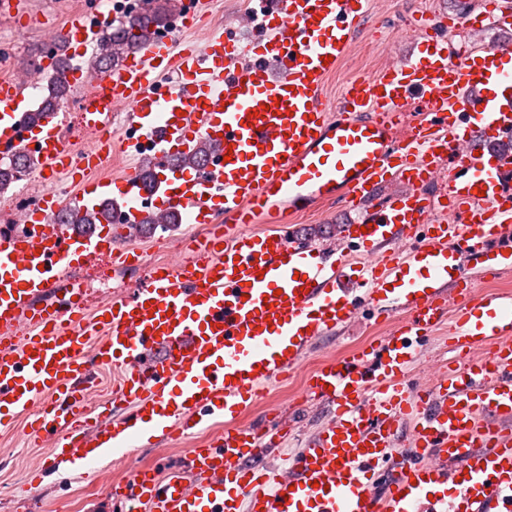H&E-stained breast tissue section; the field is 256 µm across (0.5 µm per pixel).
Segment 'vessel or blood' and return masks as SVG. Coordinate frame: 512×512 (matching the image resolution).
Instances as JSON below:
<instances>
[{
    "mask_svg": "<svg viewBox=\"0 0 512 512\" xmlns=\"http://www.w3.org/2000/svg\"><path fill=\"white\" fill-rule=\"evenodd\" d=\"M206 8L183 0L170 33L120 67L65 72L84 138L63 112L29 121L31 73L0 77V153H25L45 174L38 207L0 225V426L27 416L54 461L77 464L106 443L124 454L223 422L168 482L142 468L116 480L110 494L127 512H512V295L472 277L512 270V155L499 149L512 141V45L454 62L446 39L422 32L414 58L347 83L333 108L323 89L368 22L366 0H249V43L220 32L186 43ZM115 17L102 0L51 37L76 57ZM448 22L512 28V0ZM204 141L203 166L171 165ZM118 146L153 159V184L103 177ZM61 175L82 209L112 221L89 232L59 224ZM391 182L404 191L366 207ZM431 182L437 194L425 192ZM334 200L361 211L340 233L358 263L283 229ZM170 213L191 227L182 256L96 309L68 298L61 281L101 256L142 264L134 243L115 247L113 224L128 236ZM360 299L374 318H403L379 343L316 368L305 395L331 405L330 420L287 468L267 463L281 431L242 415ZM448 316L455 365L432 389L410 390L420 338ZM484 346L489 356L471 360ZM96 366L123 375L95 407Z\"/></svg>",
    "mask_w": 512,
    "mask_h": 512,
    "instance_id": "1",
    "label": "vessel or blood"
}]
</instances>
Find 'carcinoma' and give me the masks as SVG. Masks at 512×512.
<instances>
[{
  "label": "carcinoma",
  "instance_id": "1",
  "mask_svg": "<svg viewBox=\"0 0 512 512\" xmlns=\"http://www.w3.org/2000/svg\"><path fill=\"white\" fill-rule=\"evenodd\" d=\"M145 7L129 16V20L119 26L109 25L108 32L98 47L95 66L99 69L116 67L128 51L136 48L141 42L168 27L170 18L176 10V0H142ZM72 89L62 78L61 73L47 76V93L43 102L45 106L58 109L68 102ZM209 146L202 144L197 152L183 159H174L177 166H200L208 155ZM32 168V164L23 154H18L5 163H0V190L20 179ZM102 212L88 211L78 215V206H69L62 214L65 224H73L81 229H89L101 223Z\"/></svg>",
  "mask_w": 512,
  "mask_h": 512
}]
</instances>
